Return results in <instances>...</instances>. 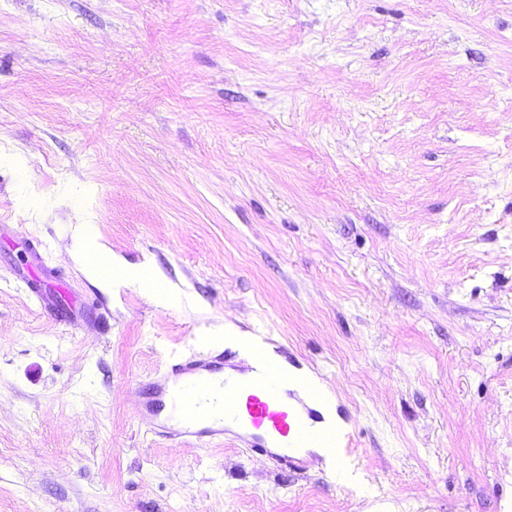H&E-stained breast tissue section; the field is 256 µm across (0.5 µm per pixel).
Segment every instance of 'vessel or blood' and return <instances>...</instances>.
Returning a JSON list of instances; mask_svg holds the SVG:
<instances>
[{
    "instance_id": "obj_1",
    "label": "vessel or blood",
    "mask_w": 512,
    "mask_h": 512,
    "mask_svg": "<svg viewBox=\"0 0 512 512\" xmlns=\"http://www.w3.org/2000/svg\"><path fill=\"white\" fill-rule=\"evenodd\" d=\"M291 385L300 388L304 382L271 357L246 378L225 373L220 355L212 360H178L143 395L141 419L150 433L186 446L229 436L301 470L308 463V449H339L346 435L316 427L310 406L285 404L283 395Z\"/></svg>"
}]
</instances>
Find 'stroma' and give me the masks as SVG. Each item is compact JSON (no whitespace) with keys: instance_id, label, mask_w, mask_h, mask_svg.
<instances>
[{"instance_id":"35a3bbf8","label":"stroma","mask_w":512,"mask_h":512,"mask_svg":"<svg viewBox=\"0 0 512 512\" xmlns=\"http://www.w3.org/2000/svg\"><path fill=\"white\" fill-rule=\"evenodd\" d=\"M1 224L0 512H512V0H0ZM228 323L328 384L340 465L147 432L171 360L245 370ZM77 240L79 259L89 275L104 282H111L113 284H135L143 288L152 286L149 290L155 292L163 304L168 303L172 298L176 297V293H174L173 290L157 289L166 287L161 284L164 282L158 277L155 271L149 268L123 267V270H121L119 269L118 264L113 260V267L118 269L119 273L117 275H113L112 278L103 276L100 272L98 263L95 261V257L99 253L103 255L106 254L104 246L98 242L97 237L86 233L85 224H81L77 228Z\"/></svg>"}]
</instances>
